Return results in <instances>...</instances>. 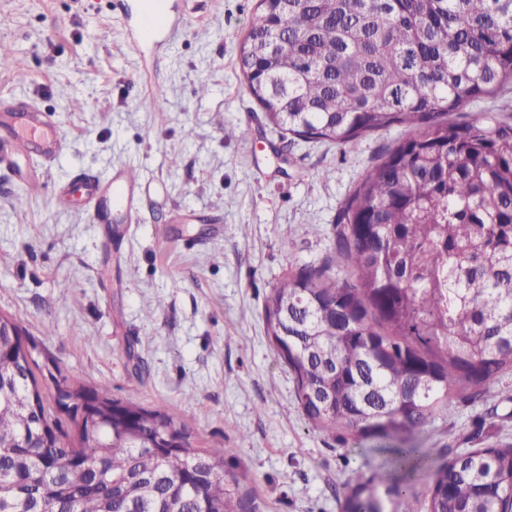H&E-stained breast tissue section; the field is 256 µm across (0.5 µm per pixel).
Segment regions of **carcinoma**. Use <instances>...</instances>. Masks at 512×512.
Wrapping results in <instances>:
<instances>
[{"mask_svg":"<svg viewBox=\"0 0 512 512\" xmlns=\"http://www.w3.org/2000/svg\"><path fill=\"white\" fill-rule=\"evenodd\" d=\"M239 68L268 121L354 145L416 131L367 169L320 266L266 297L264 321L308 422L388 465L343 489L341 512H384L429 477L426 512H512V444L442 460L417 435L461 404L512 401V122L447 115L512 87V0H259ZM348 276L339 278L333 266ZM54 366L64 439L32 366L0 333V512H256L224 479V444L192 448L166 411L115 399Z\"/></svg>","mask_w":512,"mask_h":512,"instance_id":"1","label":"carcinoma"}]
</instances>
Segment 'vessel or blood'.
Listing matches in <instances>:
<instances>
[{"instance_id": "vessel-or-blood-1", "label": "vessel or blood", "mask_w": 512, "mask_h": 512, "mask_svg": "<svg viewBox=\"0 0 512 512\" xmlns=\"http://www.w3.org/2000/svg\"><path fill=\"white\" fill-rule=\"evenodd\" d=\"M183 19L172 0H144L137 26L125 27L124 42L134 49L150 45L163 50L170 34ZM63 136L42 110L7 96L0 97V167L14 166L22 157L38 156L44 164L61 154ZM143 179L128 165L113 168L106 179L80 176L77 186H64L63 194L80 190L87 212L100 222L130 223Z\"/></svg>"}]
</instances>
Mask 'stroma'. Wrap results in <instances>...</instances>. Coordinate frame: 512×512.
I'll return each instance as SVG.
<instances>
[{"instance_id":"obj_1","label":"stroma","mask_w":512,"mask_h":512,"mask_svg":"<svg viewBox=\"0 0 512 512\" xmlns=\"http://www.w3.org/2000/svg\"><path fill=\"white\" fill-rule=\"evenodd\" d=\"M258 3L186 0L169 47L139 55L115 0H0V44L25 61L0 57V95L34 101L65 138L49 166L0 168V314L76 382L175 414L193 447L223 443L226 478L259 512H340L343 485L378 459L305 419L264 302L333 251L361 174L410 128L353 146L281 136L238 65ZM125 162L148 186L123 235L78 194L60 201L59 185ZM479 417L489 443H512V402L459 407L418 440L465 451Z\"/></svg>"}]
</instances>
